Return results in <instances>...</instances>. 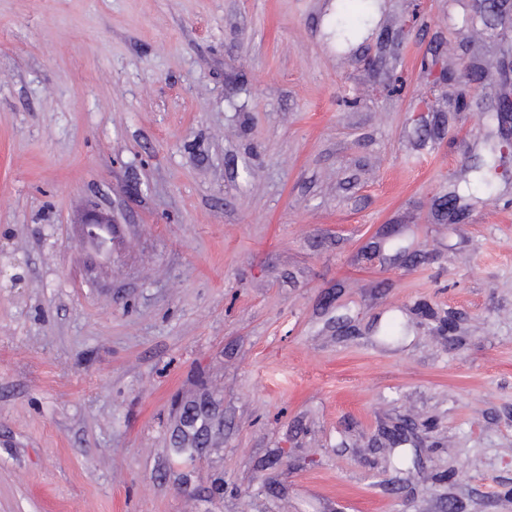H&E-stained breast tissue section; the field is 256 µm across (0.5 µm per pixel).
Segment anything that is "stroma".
Here are the masks:
<instances>
[{
	"label": "stroma",
	"instance_id": "stroma-1",
	"mask_svg": "<svg viewBox=\"0 0 512 512\" xmlns=\"http://www.w3.org/2000/svg\"><path fill=\"white\" fill-rule=\"evenodd\" d=\"M337 5L0 0V512H512V39ZM86 239L101 254L112 256V218L97 207L86 210L81 221Z\"/></svg>",
	"mask_w": 512,
	"mask_h": 512
}]
</instances>
